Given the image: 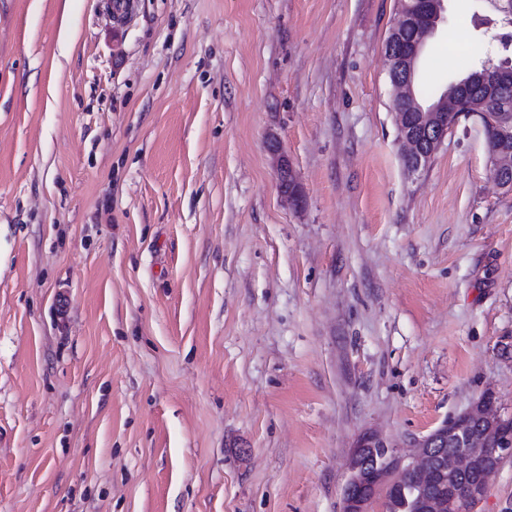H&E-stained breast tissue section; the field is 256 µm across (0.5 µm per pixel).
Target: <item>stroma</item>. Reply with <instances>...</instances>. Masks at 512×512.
Masks as SVG:
<instances>
[{"mask_svg": "<svg viewBox=\"0 0 512 512\" xmlns=\"http://www.w3.org/2000/svg\"><path fill=\"white\" fill-rule=\"evenodd\" d=\"M112 3L0 0V512H341L364 433L512 412V191L473 114L405 169L397 0Z\"/></svg>", "mask_w": 512, "mask_h": 512, "instance_id": "obj_1", "label": "stroma"}]
</instances>
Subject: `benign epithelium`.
Here are the masks:
<instances>
[{"label": "benign epithelium", "instance_id": "obj_1", "mask_svg": "<svg viewBox=\"0 0 512 512\" xmlns=\"http://www.w3.org/2000/svg\"><path fill=\"white\" fill-rule=\"evenodd\" d=\"M445 12V0H399V20L386 41L385 60L393 100L401 104L395 110V121L402 144V159L410 173L426 167L463 113L460 101L474 92L490 103L500 104V110L496 112L500 136L498 140L486 143V149L494 180L501 188L511 191L512 106L503 99V94L512 85V62L502 60L497 65H486L472 79L461 83L454 92L443 94L433 103H424L416 94L414 73L429 40L444 21ZM278 171L279 176L286 177L288 183V191L284 196L294 205H299V183L283 158L279 159ZM480 417L492 425L512 421V414L503 410L495 398L490 405L482 407ZM442 437H452L464 448V451L448 458V470L464 472L471 469L476 459L472 449L482 447L483 439L468 433L464 425L454 420L443 422L429 435L418 440L413 451L407 455L389 447L376 433H369L359 441L352 455L359 456L369 449L383 450L398 461L394 469L396 474L410 471L427 480L431 477L429 463L433 445ZM498 469L497 465L484 469L480 477L469 486L461 503L440 500L431 506L432 512H476L490 479ZM374 475L373 482L364 485L354 475L348 476L343 492L342 512H371L377 491L389 479L384 470L377 469Z\"/></svg>", "mask_w": 512, "mask_h": 512}]
</instances>
